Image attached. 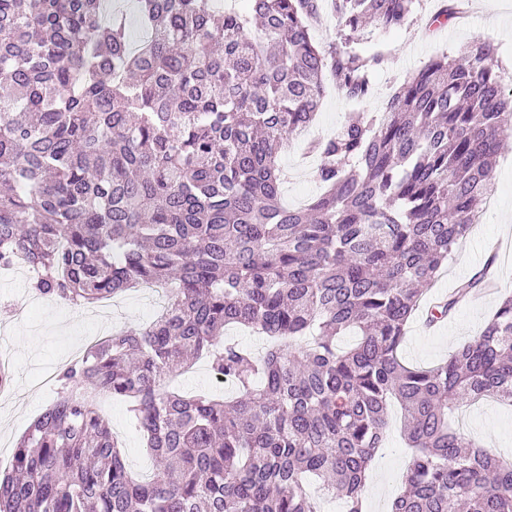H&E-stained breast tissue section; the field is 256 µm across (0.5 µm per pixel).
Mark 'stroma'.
I'll use <instances>...</instances> for the list:
<instances>
[{
  "instance_id": "obj_1",
  "label": "stroma",
  "mask_w": 512,
  "mask_h": 512,
  "mask_svg": "<svg viewBox=\"0 0 512 512\" xmlns=\"http://www.w3.org/2000/svg\"><path fill=\"white\" fill-rule=\"evenodd\" d=\"M443 0H420L410 23L389 30L368 29L366 47L382 50L388 63L375 77L372 97L352 102L336 91L323 98L313 126L325 135L336 131L355 112L383 111L392 85L422 68L441 53L456 55L458 48L469 41L481 39L498 48L500 62L506 63L505 88H512V0H496L494 15L470 12L461 21H452L445 29L429 35L425 32L427 17L434 14ZM304 143L294 140L281 158L282 191L291 206H300L317 193L314 171H298ZM496 193L484 204L483 220L472 226L469 234L455 248L446 271L434 283L432 294H445L455 284L480 272L488 259L495 257L492 269L497 288L480 302L463 303L447 318L445 326L429 332L420 323L409 329L401 356L406 363L427 366L445 358L448 353L475 336L486 316L495 308L500 296L512 294V255L505 254V245H512V236L499 232L501 224L512 225V130L504 137L493 169ZM30 278L23 266L0 272V326L10 346V367L14 393L0 397V460L11 461L15 444L30 421L55 399V375L66 363L77 357L81 345L96 336L104 321L115 327L137 328L145 325L163 308L158 293L133 291L114 298L108 317H100L94 307L73 309L63 303L33 296ZM25 303L22 314L7 319L3 308ZM103 410L112 419V429L125 446L129 472L137 480H151L155 464L141 448V440L126 414L124 402L109 397L101 401ZM392 425L385 446L378 454L376 466L370 470L371 481L382 483L389 495H397L400 476L407 464V454L400 437L401 413L391 410ZM455 423L467 435L480 437L486 448L504 456H512V410L493 401L464 406Z\"/></svg>"
}]
</instances>
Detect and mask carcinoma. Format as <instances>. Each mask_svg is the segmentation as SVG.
Wrapping results in <instances>:
<instances>
[{"label": "carcinoma", "instance_id": "cac0c4a2", "mask_svg": "<svg viewBox=\"0 0 512 512\" xmlns=\"http://www.w3.org/2000/svg\"><path fill=\"white\" fill-rule=\"evenodd\" d=\"M0 0V269L94 305L171 286L163 314L114 331L56 374L55 401L0 472V512H320L303 479L362 512L368 470L403 410L411 451L391 512H512V460L457 431L466 402L512 406V295L447 360L409 366L407 325L491 194L512 125L497 47L474 41L312 144L322 192L282 202L280 153L329 89L360 102L386 55L365 27L415 0ZM495 255L427 312L449 317ZM244 325L260 357L224 340ZM357 336L350 348L337 339ZM235 397L169 382L200 356ZM100 396L123 398L156 463L132 479Z\"/></svg>", "mask_w": 512, "mask_h": 512}]
</instances>
